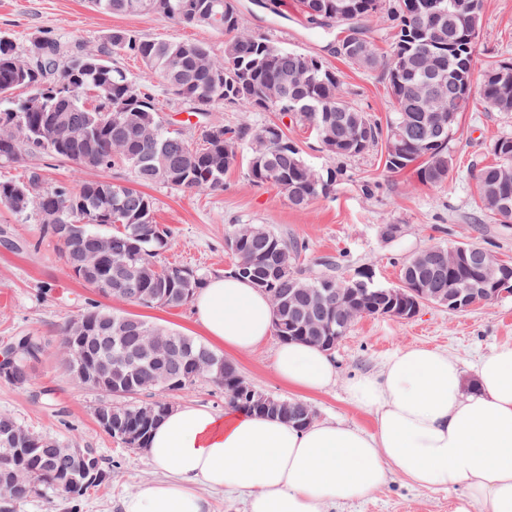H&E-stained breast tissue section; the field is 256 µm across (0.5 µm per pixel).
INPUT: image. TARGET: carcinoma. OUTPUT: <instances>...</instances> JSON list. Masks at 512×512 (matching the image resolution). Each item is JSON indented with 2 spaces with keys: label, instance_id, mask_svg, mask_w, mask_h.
<instances>
[{
  "label": "carcinoma",
  "instance_id": "1",
  "mask_svg": "<svg viewBox=\"0 0 512 512\" xmlns=\"http://www.w3.org/2000/svg\"><path fill=\"white\" fill-rule=\"evenodd\" d=\"M307 22L317 29L336 27V54L350 63L355 59L344 48L349 39L366 48L365 70L379 73L387 83L394 102L393 116L382 124L366 112L348 104L343 95L341 75L320 59L288 51L270 39L243 30L233 0H90L95 7L115 14L158 13L186 25L200 24L223 34L224 56L215 57L208 45L192 41L146 40L127 30H114L92 51L65 53L59 41L45 36L20 50L0 36V163H21L36 154H50L68 160L79 170L122 168L131 183L82 181L75 186L40 185L33 172L25 181H0V203L14 214L55 215L54 223L66 224L76 234L73 242L54 238L60 256L73 247L92 249L93 236H112V249L100 267L88 274L68 272L95 293L104 282H112V296L135 306L177 308L189 304L206 284V275L181 265L159 264L160 254L172 245L170 233L156 224L154 201L141 190L163 184L187 193L224 191V172L239 162L240 149L248 148L246 167L257 185L282 190L294 207H305L335 190L338 171L313 169L300 148L276 123L258 128L209 123L198 129L199 144L192 145L181 133L170 132L154 104L151 82L161 79L167 90L192 105L202 116L226 104L243 110L272 109L311 128L319 147L330 158L365 153L378 145L385 150V166L391 172L413 169L422 185H440L448 180L452 157L448 151L451 135H437L435 114H460L476 93L486 106L512 113V78L497 76L498 65L489 66L473 92H448L436 103H428V81L438 78L453 86L471 82L475 46L479 35L483 0H442L450 14L445 31L432 32L424 15V0H388V13L396 25L389 48H378L373 35L374 19L382 0H297ZM120 54L139 57L146 76L133 85L112 58ZM26 88L23 97L14 90ZM96 93L88 107L84 98ZM35 94L44 97L39 112L28 110ZM84 127L90 136L70 139V130ZM494 162L479 169V186L508 176L512 187V136L499 137L493 144ZM224 243L233 261L248 252L255 263L231 273L245 278L272 298L282 297V310L275 311L273 333L307 341L310 332L303 318L314 315L309 292L337 283L364 295V307L378 314L389 306L379 296L381 287L368 277L346 281L328 269L318 278L306 276L298 267V246L262 224L243 228L231 226ZM494 256L484 257L461 269L439 265L417 267L412 258L402 265L401 279L411 288L416 281L446 292L450 288H471L481 266ZM90 321L100 318L128 320L127 342L144 341L153 323L136 315L103 305L96 300L82 311ZM176 346L184 349L178 362L139 361L129 378L134 390L161 392L157 403H174L180 393L198 380L195 361L222 359L224 354L206 343L177 330ZM25 352L17 354L13 375L0 378L19 387L34 380ZM224 402L265 414L253 403L238 399L230 385H223ZM19 465L31 474V484L0 494V512H14V504L33 495L64 497V478L50 449L26 454ZM68 497V496H66ZM80 494L68 497L70 501Z\"/></svg>",
  "mask_w": 512,
  "mask_h": 512
}]
</instances>
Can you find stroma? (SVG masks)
<instances>
[{"label": "stroma", "instance_id": "1", "mask_svg": "<svg viewBox=\"0 0 512 512\" xmlns=\"http://www.w3.org/2000/svg\"><path fill=\"white\" fill-rule=\"evenodd\" d=\"M244 30L266 36L282 47L320 58L343 79L346 101L354 108L386 121L393 110L387 85L377 73L349 64L335 53L332 36L311 29L296 0H265L264 6L238 0ZM125 29L156 40L196 41L207 44L215 56L224 54L222 34L204 26H187L156 14H107L93 10L87 0H0V36L18 46H29L42 36L58 39L65 51L92 48L112 30ZM512 62V0H483L481 25L473 71L481 82L494 62ZM512 134V114L486 108L472 97L460 113L448 145L453 167L446 183L419 184L412 170L389 172L381 149L337 161L328 159L314 137L300 123L289 122L287 134L315 168L341 169L334 192L307 208L290 205L275 188L253 184L245 165L230 168L220 193H183L161 184L146 186L155 201L157 224L174 233L161 264L185 265L213 276L227 272L231 255L224 235L232 224H264L300 249L303 271L319 270L331 260L340 277L372 272L379 286L400 284L402 262L432 246L454 247L476 243L493 255L512 259V223L481 212L478 170L492 162L491 147L503 134ZM37 171L45 183H73L77 179L121 182V169L76 171L74 164L48 155L25 163L0 164V181L25 179ZM385 224H398L402 235L393 242L381 236ZM23 242L14 251L0 243V346L11 337L41 336L44 354L35 371L33 388H48L50 399H37L33 388H17L0 380V411L13 414L28 429L77 448L99 449L112 471L108 488L86 496L78 505L32 497L17 504L16 512H122V503L137 486L157 479L144 451L111 438L98 425L95 410L106 402L101 392L75 381L63 368L61 326L94 300L95 294L68 276L55 240L45 236L37 216L17 217L0 204V233ZM278 338L260 349L233 357L239 374L257 390L277 398L310 404L318 418L336 419L373 430L375 419L354 407L344 385L353 377L377 371L387 357L409 347L448 352L466 371L493 349L512 347V295L454 313L423 305L412 319L383 316L358 319L331 355L338 382L328 391L303 393L288 388L275 374L272 362ZM464 486L450 489L418 488L401 476L390 475L369 497L331 507L330 512H454L464 498Z\"/></svg>", "mask_w": 512, "mask_h": 512}]
</instances>
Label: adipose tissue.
I'll return each mask as SVG.
<instances>
[{
	"label": "adipose tissue",
	"instance_id": "obj_1",
	"mask_svg": "<svg viewBox=\"0 0 512 512\" xmlns=\"http://www.w3.org/2000/svg\"><path fill=\"white\" fill-rule=\"evenodd\" d=\"M193 309L204 336L230 357L273 332L267 295L228 274L209 278ZM273 368L303 391L337 381L329 352L304 343L279 344ZM345 392L374 416V430L332 420L299 428L242 408L173 409L146 448L161 477L128 496L123 512H211L210 491L246 496L248 512H328L367 497L392 473L423 488L466 485L455 512L476 502L512 512V347L485 355L470 386L448 353L411 347Z\"/></svg>",
	"mask_w": 512,
	"mask_h": 512
}]
</instances>
